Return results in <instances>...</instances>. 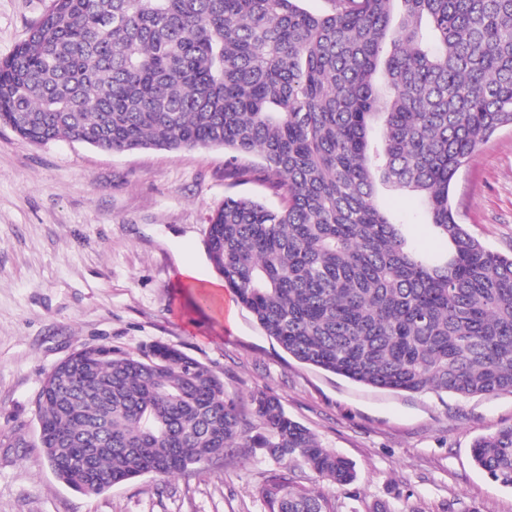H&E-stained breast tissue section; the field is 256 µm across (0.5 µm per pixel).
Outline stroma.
<instances>
[{"mask_svg": "<svg viewBox=\"0 0 512 512\" xmlns=\"http://www.w3.org/2000/svg\"><path fill=\"white\" fill-rule=\"evenodd\" d=\"M51 0H0V58L24 40ZM277 205L262 185L224 180L221 148L112 153L87 144L34 145L0 125V512H267L265 480L293 472L247 448L167 479L144 475L96 495L56 479L37 436L45 374L84 345L138 355L156 342L196 358L249 410L277 395L288 415L357 473L332 493L335 512H512V489L472 457L475 439L512 424V394L396 393L290 357L260 329L205 248L225 195ZM427 252L442 242L416 198L382 191ZM454 206L487 248L512 254V128L495 133L460 170ZM196 276L184 280L182 266Z\"/></svg>", "mask_w": 512, "mask_h": 512, "instance_id": "stroma-1", "label": "stroma"}]
</instances>
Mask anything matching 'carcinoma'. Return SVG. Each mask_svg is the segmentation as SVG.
<instances>
[{"mask_svg":"<svg viewBox=\"0 0 512 512\" xmlns=\"http://www.w3.org/2000/svg\"><path fill=\"white\" fill-rule=\"evenodd\" d=\"M51 0L0 59V124L36 145L67 139L123 153L224 148V180H257L270 207L228 195L210 217L211 264L284 352L353 382L403 392L512 393V255L458 222L466 160L512 127V0ZM418 196L446 241L416 249L376 202ZM36 399L57 477L96 449L100 491L170 478L236 448L300 462L311 486L267 480L268 512H334L324 488L348 461L252 394L243 418L206 365L166 344L101 362L91 381ZM512 488V424L473 445Z\"/></svg>","mask_w":512,"mask_h":512,"instance_id":"carcinoma-1","label":"carcinoma"}]
</instances>
